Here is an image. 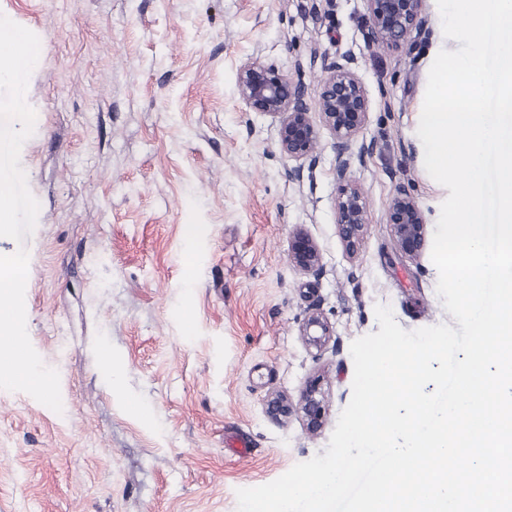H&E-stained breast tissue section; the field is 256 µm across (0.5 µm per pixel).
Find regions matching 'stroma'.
<instances>
[{"label":"stroma","instance_id":"35a3bbf8","mask_svg":"<svg viewBox=\"0 0 512 512\" xmlns=\"http://www.w3.org/2000/svg\"><path fill=\"white\" fill-rule=\"evenodd\" d=\"M0 13L40 40L25 94L35 131L20 151L40 204L21 244L25 309L63 401L58 414L0 390V512H237L236 489L324 454L376 305L408 331L453 321L430 252L403 255L386 222L397 186L432 226L449 194L421 170L414 134L441 40L436 0L422 34L393 50L368 44L365 0H0ZM344 51L375 144L348 172L372 218L353 256L336 232L334 139L289 180L275 118L237 92L239 66L257 57L315 99L322 63ZM299 224L321 274L288 261ZM314 313L332 329L319 351L302 337ZM314 378L319 436L299 413L267 414L271 394L297 401Z\"/></svg>","mask_w":512,"mask_h":512}]
</instances>
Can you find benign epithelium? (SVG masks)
I'll return each instance as SVG.
<instances>
[{
  "mask_svg": "<svg viewBox=\"0 0 512 512\" xmlns=\"http://www.w3.org/2000/svg\"><path fill=\"white\" fill-rule=\"evenodd\" d=\"M368 11L367 39L373 46L394 49L411 42L422 31L424 0H366ZM325 76L314 104H309L301 83L292 82L259 58L242 64L237 74L239 96L254 112H262L279 122L280 152L297 165L288 168V179H302L305 167H313L318 158L321 130H327L337 141L339 155L348 158L338 161L336 181L339 196L336 202V226L346 251L357 254L370 214L363 193L347 179L350 158L362 162L374 151V143L363 142L358 151L351 152V143L358 137L367 121L369 98L357 73V60L346 51L323 65ZM317 111L319 122L312 119ZM387 224L399 250L410 258L420 256L427 235V219L415 198L403 186L395 188L387 208ZM289 261L298 270L317 275L322 268L319 246L308 232L295 229ZM307 346L322 349L331 338L329 325L319 314L310 315L303 326ZM321 382L311 380L302 391L298 409L311 433L323 426L325 416ZM292 406L282 395L268 401L269 414L286 416Z\"/></svg>",
  "mask_w": 512,
  "mask_h": 512,
  "instance_id": "obj_1",
  "label": "benign epithelium"
}]
</instances>
